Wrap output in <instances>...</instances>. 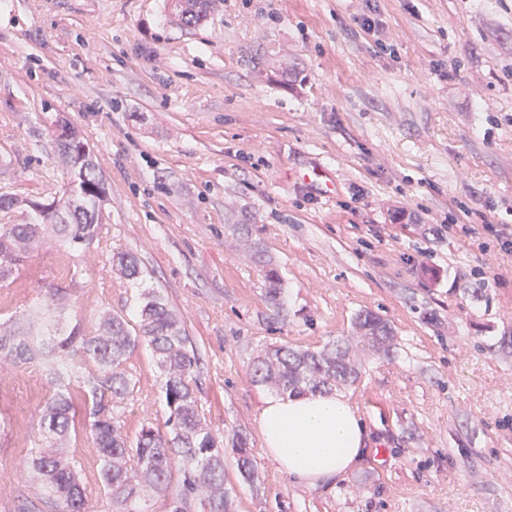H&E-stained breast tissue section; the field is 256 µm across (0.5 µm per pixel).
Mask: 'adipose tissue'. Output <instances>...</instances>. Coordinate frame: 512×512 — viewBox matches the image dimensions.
Here are the masks:
<instances>
[{
    "label": "adipose tissue",
    "mask_w": 512,
    "mask_h": 512,
    "mask_svg": "<svg viewBox=\"0 0 512 512\" xmlns=\"http://www.w3.org/2000/svg\"><path fill=\"white\" fill-rule=\"evenodd\" d=\"M257 422L268 457L312 488L353 470L365 454V429L335 394L268 398Z\"/></svg>",
    "instance_id": "obj_1"
}]
</instances>
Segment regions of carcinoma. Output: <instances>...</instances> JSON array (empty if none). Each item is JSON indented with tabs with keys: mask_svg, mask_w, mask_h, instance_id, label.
<instances>
[{
	"mask_svg": "<svg viewBox=\"0 0 512 512\" xmlns=\"http://www.w3.org/2000/svg\"><path fill=\"white\" fill-rule=\"evenodd\" d=\"M209 0H171L183 26L195 28L206 18ZM70 176L58 203L45 204L28 194L0 195V210L24 208L26 224H0V282L27 288L34 280L28 260L47 246L59 256L58 282L43 283L36 299L0 319V371L35 368L46 387L38 436L30 441L26 461L35 496L21 498L14 512H91L87 481L64 449L88 435L99 464L93 481L110 501L111 512H152L155 499L169 500V512H234L224 487V438L202 421L198 406L199 357L188 346L179 314L160 291L142 288L135 297L136 322L110 309L92 324L79 319L46 344L37 330L56 314L77 303L79 266L93 250L108 254L118 278L139 285L144 271L136 256L113 252L103 235L107 189L91 151L74 129L55 135ZM266 301L284 311L282 280L270 262H263ZM361 341L376 352L389 350L391 327L372 313L358 315ZM145 346L160 372V393L167 408L164 426L146 420L135 436L121 425L120 412L134 399L137 381L129 364ZM361 366L346 341L321 350L282 346L257 357L256 382L279 393H328L355 384ZM241 478L260 481L257 463L241 432L233 433ZM178 490H172V485Z\"/></svg>",
	"mask_w": 512,
	"mask_h": 512,
	"instance_id": "carcinoma-1",
	"label": "carcinoma"
}]
</instances>
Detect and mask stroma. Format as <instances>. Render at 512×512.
<instances>
[{"mask_svg":"<svg viewBox=\"0 0 512 512\" xmlns=\"http://www.w3.org/2000/svg\"><path fill=\"white\" fill-rule=\"evenodd\" d=\"M169 4L0 0V194L61 191L58 121L93 149L104 233L183 318L203 417L250 440L259 487L224 458L235 512H512V253L464 230L512 225V0H217L190 29ZM108 269L81 265L84 320L135 316ZM365 311L395 333L342 390L366 454L309 488L263 450L275 391L252 363L354 339ZM132 363L131 434L167 417L149 348ZM44 392L36 369L0 375V512L26 491ZM261 261L263 263L264 273V286H265V298L266 301L273 307L278 313L284 311V300H283V287L282 280L279 276L278 271L274 268L270 261Z\"/></svg>","mask_w":512,"mask_h":512,"instance_id":"obj_1","label":"stroma"}]
</instances>
